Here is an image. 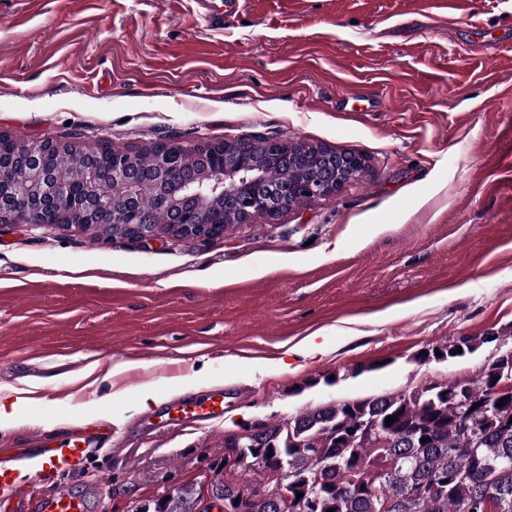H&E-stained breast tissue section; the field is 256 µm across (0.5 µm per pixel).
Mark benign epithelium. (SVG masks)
Segmentation results:
<instances>
[{"instance_id": "1", "label": "benign epithelium", "mask_w": 512, "mask_h": 512, "mask_svg": "<svg viewBox=\"0 0 512 512\" xmlns=\"http://www.w3.org/2000/svg\"><path fill=\"white\" fill-rule=\"evenodd\" d=\"M257 146L276 153L284 167L300 164L295 144L277 136L205 142L183 151L190 169L179 179L182 197L177 198L169 192L174 173L172 148L166 141L151 144L153 171L142 177L134 166L135 152L131 150L116 155L107 145L80 149L61 146L49 138L19 144L0 132V223L93 227L110 238L109 225L101 223V217L110 215L112 224L125 228L130 241H150L162 231L182 238L211 239L224 234V224L272 220L297 203L334 195L366 169L365 159L359 154L315 146L309 173L284 193L273 187L259 196L253 189L265 184L269 174L262 156L255 152ZM48 153L85 170L78 190L64 188L47 171L43 158ZM101 156L108 157L107 193L95 190L98 172L91 167V162ZM143 197L153 198L160 210L170 214L165 226L145 215L116 209L119 201L132 204ZM218 200L224 202V214L216 218L214 203ZM201 497L202 512H224V495L218 492L215 480L207 482Z\"/></svg>"}]
</instances>
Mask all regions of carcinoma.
<instances>
[{
  "label": "carcinoma",
  "mask_w": 512,
  "mask_h": 512,
  "mask_svg": "<svg viewBox=\"0 0 512 512\" xmlns=\"http://www.w3.org/2000/svg\"><path fill=\"white\" fill-rule=\"evenodd\" d=\"M499 340L460 336L420 360L464 358ZM498 383L512 391V369L486 364L473 379L306 409L230 435L224 448L235 450L230 469L253 472L262 489L287 477L305 492L296 502L257 493L248 512H512V400L497 406ZM388 416L398 420L387 426ZM199 505L184 485L139 512Z\"/></svg>",
  "instance_id": "obj_1"
}]
</instances>
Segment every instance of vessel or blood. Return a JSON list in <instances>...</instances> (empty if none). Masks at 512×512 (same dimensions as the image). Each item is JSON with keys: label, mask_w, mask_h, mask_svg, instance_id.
Instances as JSON below:
<instances>
[{"label": "vessel or blood", "mask_w": 512, "mask_h": 512, "mask_svg": "<svg viewBox=\"0 0 512 512\" xmlns=\"http://www.w3.org/2000/svg\"><path fill=\"white\" fill-rule=\"evenodd\" d=\"M228 396L224 387L213 386L160 398L157 407L139 425L137 433L151 436L165 428L175 430L221 420L224 417V401ZM104 442L103 436L92 437L84 433L63 439L57 442L49 456L35 457L33 466L49 476L78 472L90 449ZM87 507L85 496L62 488L49 497L37 500L16 495L13 512H87Z\"/></svg>", "instance_id": "b4317fda"}]
</instances>
